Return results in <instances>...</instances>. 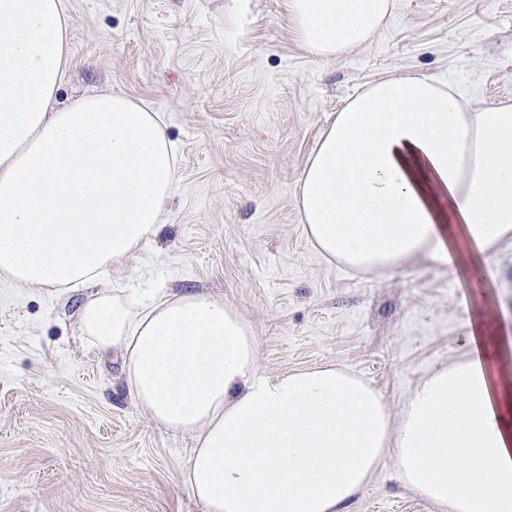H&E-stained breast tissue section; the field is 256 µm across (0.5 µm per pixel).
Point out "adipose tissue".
Instances as JSON below:
<instances>
[{
	"label": "adipose tissue",
	"mask_w": 512,
	"mask_h": 512,
	"mask_svg": "<svg viewBox=\"0 0 512 512\" xmlns=\"http://www.w3.org/2000/svg\"><path fill=\"white\" fill-rule=\"evenodd\" d=\"M299 40L329 58L365 43L391 0H289ZM61 0H0V275L32 291L91 285L132 257L177 187L163 118L117 94L55 105L69 65ZM307 238L326 259L448 271L453 225L487 255L512 243V104L466 108L423 77L385 80L338 112L302 172ZM121 355L151 422L193 440L182 489L204 512H341L385 460L444 512H512V376L497 339L434 368L400 419L333 365L260 375L250 326L205 293L109 290L77 313Z\"/></svg>",
	"instance_id": "adipose-tissue-1"
}]
</instances>
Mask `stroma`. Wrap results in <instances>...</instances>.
Returning <instances> with one entry per match:
<instances>
[{
    "label": "stroma",
    "mask_w": 512,
    "mask_h": 512,
    "mask_svg": "<svg viewBox=\"0 0 512 512\" xmlns=\"http://www.w3.org/2000/svg\"><path fill=\"white\" fill-rule=\"evenodd\" d=\"M70 63L59 103L111 92L162 113L180 190L102 289L223 298L272 378L331 363L400 417L434 367L463 359L472 324L512 336V244L423 256L385 274L327 260L298 207L302 171L337 112L377 82L418 75L470 106L512 104V0H394L385 27L324 59L287 0H62ZM488 266L480 287L475 266ZM86 289L0 278V512H203L180 488L187 437L133 402L118 356L81 338ZM346 512H438L384 464Z\"/></svg>",
    "instance_id": "stroma-1"
}]
</instances>
